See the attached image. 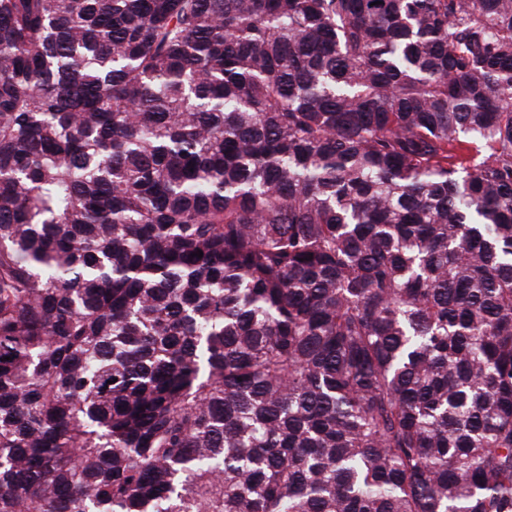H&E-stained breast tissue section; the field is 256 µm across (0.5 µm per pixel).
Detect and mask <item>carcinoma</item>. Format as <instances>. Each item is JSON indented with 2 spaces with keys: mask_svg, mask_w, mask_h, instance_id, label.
Returning a JSON list of instances; mask_svg holds the SVG:
<instances>
[{
  "mask_svg": "<svg viewBox=\"0 0 512 512\" xmlns=\"http://www.w3.org/2000/svg\"><path fill=\"white\" fill-rule=\"evenodd\" d=\"M0 512H512V0H0Z\"/></svg>",
  "mask_w": 512,
  "mask_h": 512,
  "instance_id": "obj_1",
  "label": "carcinoma"
}]
</instances>
